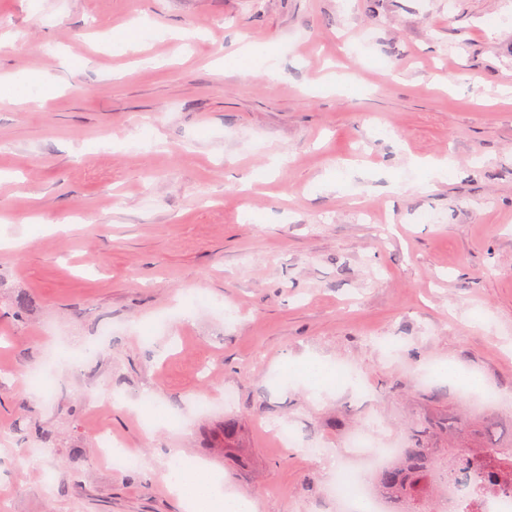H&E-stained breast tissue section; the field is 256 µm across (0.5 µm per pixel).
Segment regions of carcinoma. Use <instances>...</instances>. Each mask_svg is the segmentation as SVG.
<instances>
[{
	"label": "carcinoma",
	"mask_w": 512,
	"mask_h": 512,
	"mask_svg": "<svg viewBox=\"0 0 512 512\" xmlns=\"http://www.w3.org/2000/svg\"><path fill=\"white\" fill-rule=\"evenodd\" d=\"M218 445L226 456L245 462L251 457L237 418L224 420ZM504 452L512 455V428L445 409L406 425L402 452L378 470L375 480L394 512H439L448 482L478 487L491 482L487 465Z\"/></svg>",
	"instance_id": "carcinoma-1"
}]
</instances>
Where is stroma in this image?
Instances as JSON below:
<instances>
[{
	"label": "stroma",
	"mask_w": 512,
	"mask_h": 512,
	"mask_svg": "<svg viewBox=\"0 0 512 512\" xmlns=\"http://www.w3.org/2000/svg\"><path fill=\"white\" fill-rule=\"evenodd\" d=\"M248 42L274 74L225 67ZM24 69L48 92L0 99L5 512H190L173 467L331 512L324 457L458 410L420 379L449 359L496 396L468 415H512V0H0V78ZM415 158L447 163L432 190ZM310 359L348 380L283 378ZM234 414L250 476L215 448ZM100 442L104 454L110 459L114 466L129 467L139 464L140 460L130 453L113 452L114 448H122L123 446L112 441V436L102 434L100 437Z\"/></svg>",
	"instance_id": "stroma-1"
}]
</instances>
